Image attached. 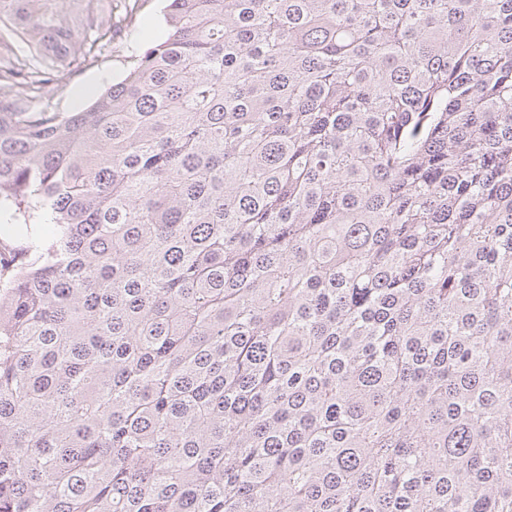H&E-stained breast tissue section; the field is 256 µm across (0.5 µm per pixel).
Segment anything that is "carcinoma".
<instances>
[{
	"mask_svg": "<svg viewBox=\"0 0 512 512\" xmlns=\"http://www.w3.org/2000/svg\"><path fill=\"white\" fill-rule=\"evenodd\" d=\"M112 2L0 0V512H512V0H167L52 110ZM163 0H139L132 24L112 41L98 61L76 72L65 87L50 88L46 102L56 112H76L122 79L165 28Z\"/></svg>",
	"mask_w": 512,
	"mask_h": 512,
	"instance_id": "cac0c4a2",
	"label": "carcinoma"
}]
</instances>
